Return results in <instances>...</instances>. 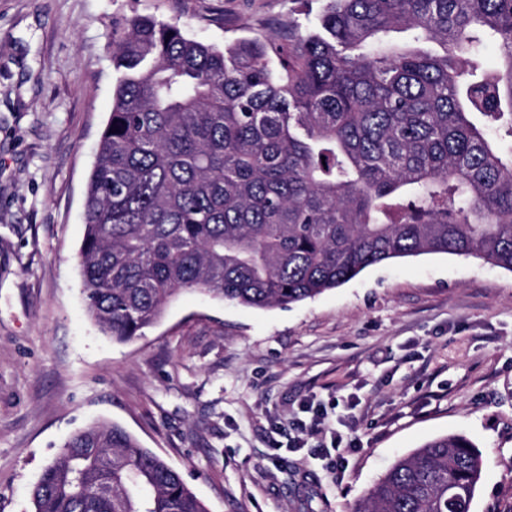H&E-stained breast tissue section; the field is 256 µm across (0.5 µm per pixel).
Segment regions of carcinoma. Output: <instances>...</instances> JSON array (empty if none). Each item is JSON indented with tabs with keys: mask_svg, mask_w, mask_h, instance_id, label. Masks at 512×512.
Wrapping results in <instances>:
<instances>
[{
	"mask_svg": "<svg viewBox=\"0 0 512 512\" xmlns=\"http://www.w3.org/2000/svg\"><path fill=\"white\" fill-rule=\"evenodd\" d=\"M322 2L286 43L220 49L175 22L112 23L121 76L79 251L104 335H143L182 291L284 307L429 253L512 271V0ZM481 474L469 439L437 438L353 512H469ZM31 503L208 512L164 459L106 423L66 441Z\"/></svg>",
	"mask_w": 512,
	"mask_h": 512,
	"instance_id": "cac0c4a2",
	"label": "carcinoma"
}]
</instances>
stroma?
Instances as JSON below:
<instances>
[{"mask_svg": "<svg viewBox=\"0 0 512 512\" xmlns=\"http://www.w3.org/2000/svg\"><path fill=\"white\" fill-rule=\"evenodd\" d=\"M309 12L0 0V512H32L44 466L98 421L163 457L209 512H351L396 459L449 435L482 456L470 512H512L511 271L425 254L264 309L186 291L125 343L87 313L78 255L112 109L113 22L177 20L221 47L284 39ZM298 419L316 427L293 448Z\"/></svg>", "mask_w": 512, "mask_h": 512, "instance_id": "stroma-1", "label": "stroma"}]
</instances>
